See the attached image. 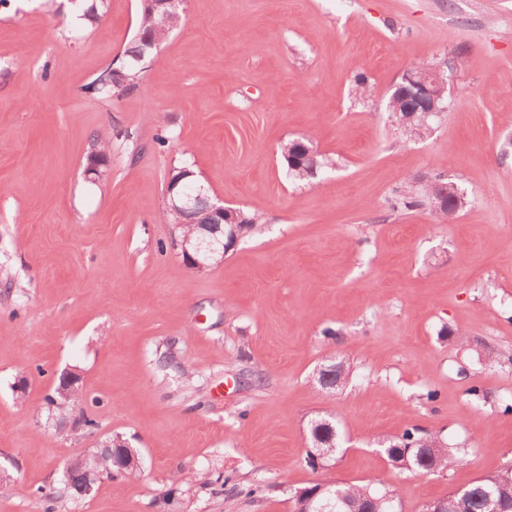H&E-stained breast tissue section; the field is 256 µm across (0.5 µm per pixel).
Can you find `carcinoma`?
<instances>
[{
    "label": "carcinoma",
    "instance_id": "cac0c4a2",
    "mask_svg": "<svg viewBox=\"0 0 512 512\" xmlns=\"http://www.w3.org/2000/svg\"><path fill=\"white\" fill-rule=\"evenodd\" d=\"M183 17L184 14L177 10L155 11L147 5H141L136 34L124 51L125 60L121 65L124 83L117 87L102 86L98 94L104 99H118L134 87L140 79L139 61L142 56L152 44L162 42L179 27ZM388 107L400 125L404 141H412L426 135L429 123L419 119H408V114L402 111V99L396 94H391ZM289 145V141L282 144L281 155L287 159L290 176L301 181L315 175L319 167L317 157L306 155V150L303 149L290 158ZM440 183L442 176L437 175L419 188V194L407 192L396 199L394 206H419L420 195L432 206ZM339 444V431L335 422L329 418L322 419V425L316 429L312 448L307 451L308 462L315 466L332 460ZM382 452L394 468H400L401 463L407 460L412 470L416 472H428L432 468L444 470L458 466L462 462L459 449L450 448L442 440L431 435L420 437L414 428H407L401 437L389 440L382 448ZM335 491L340 495L335 512H401L399 497L393 489L379 490L368 483L338 485ZM449 499L451 512H512V467L493 475L490 483L479 479L464 486L462 492L458 494L449 493Z\"/></svg>",
    "mask_w": 512,
    "mask_h": 512
}]
</instances>
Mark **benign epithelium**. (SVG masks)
I'll return each mask as SVG.
<instances>
[{"label":"benign epithelium","mask_w":512,"mask_h":512,"mask_svg":"<svg viewBox=\"0 0 512 512\" xmlns=\"http://www.w3.org/2000/svg\"><path fill=\"white\" fill-rule=\"evenodd\" d=\"M447 83L446 76L441 70L434 67L419 68L407 71L401 75V84L397 85L398 94L409 103V118L415 117L426 120L444 111L442 106V92ZM208 200L206 216L208 220L197 224L194 213L198 200ZM177 214L176 223L187 226H198L200 233L196 237L185 235L180 237L177 246L180 255L190 269L203 272L211 267V259L216 253H226L232 250L242 238L239 229L240 216L237 210L224 206V202L214 198L205 185H193L188 191L178 197V202L172 203ZM225 231L226 241L222 242L215 234ZM342 362L324 369L322 384L326 388L339 387L342 384ZM80 377L77 373L67 371L59 378L58 394L66 402L72 399L76 392V385ZM110 465L111 470L125 472L131 468H140V457L125 440L121 438L110 439L103 444V450L93 462L77 460L71 463L65 476L71 479L79 477L83 488L90 493L94 485L101 479V466Z\"/></svg>","instance_id":"obj_1"}]
</instances>
